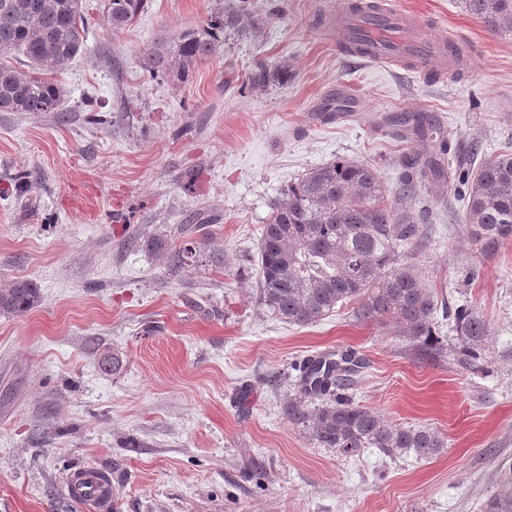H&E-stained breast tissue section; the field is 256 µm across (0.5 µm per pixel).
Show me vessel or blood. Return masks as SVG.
<instances>
[{
	"label": "vessel or blood",
	"mask_w": 512,
	"mask_h": 512,
	"mask_svg": "<svg viewBox=\"0 0 512 512\" xmlns=\"http://www.w3.org/2000/svg\"><path fill=\"white\" fill-rule=\"evenodd\" d=\"M332 22L339 46L357 48L358 59L396 63L432 80L448 74L441 61L446 34L432 32L398 0H345ZM65 490L70 497L100 503L111 497L112 480L105 472L90 470L70 478Z\"/></svg>",
	"instance_id": "vessel-or-blood-1"
}]
</instances>
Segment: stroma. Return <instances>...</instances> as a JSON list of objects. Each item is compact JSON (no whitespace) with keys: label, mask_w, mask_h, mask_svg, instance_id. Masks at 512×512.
Returning <instances> with one entry per match:
<instances>
[{"label":"stroma","mask_w":512,"mask_h":512,"mask_svg":"<svg viewBox=\"0 0 512 512\" xmlns=\"http://www.w3.org/2000/svg\"><path fill=\"white\" fill-rule=\"evenodd\" d=\"M83 2L64 111L0 112V282L40 291L0 314V512H95L65 492L79 468L111 474V512H481L512 470V240L478 251L465 200L422 185L428 239L402 259L488 323L467 367L442 316L432 352L353 302L284 322L256 257L273 202L313 167L371 164L392 194L405 148L450 172L512 153V36L459 0H402L468 52L437 82L340 50L338 0H250L261 32L228 35L183 84L148 78L139 53L201 28L216 0H147L119 31L103 0ZM283 65L287 82L251 86ZM397 112L432 116L440 139L405 140L385 122ZM28 170L37 181L20 184ZM134 236L191 239L200 260L169 271ZM345 349L366 363L349 396L436 431L438 457L344 454L289 418L320 404L299 392L304 361Z\"/></svg>","instance_id":"1"}]
</instances>
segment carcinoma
Returning a JSON list of instances; mask_svg holds the SVG:
<instances>
[{
	"label": "carcinoma",
	"instance_id": "cac0c4a2",
	"mask_svg": "<svg viewBox=\"0 0 512 512\" xmlns=\"http://www.w3.org/2000/svg\"><path fill=\"white\" fill-rule=\"evenodd\" d=\"M146 3L104 0L112 29L131 24ZM461 6L492 32L512 33V0H461ZM87 26L82 0H0V52H20L30 68L21 72L0 63V112L64 111L65 90L55 74L83 52ZM262 26L247 0H223L202 28L162 37L142 49L140 66L151 78L172 76L184 83L197 63L217 52L224 33L257 32ZM397 120L410 139L438 134L422 114H401ZM401 169L399 191L391 198L372 165L348 159L316 166L282 191L263 225L257 263L260 294L279 318L309 325L337 305L359 299L360 318L391 316L401 335L431 339L438 301L411 266L399 262L402 250L420 247L428 237L427 210H421L418 221L411 204L429 181L448 182L453 194L461 188L467 199L465 222L479 250L493 251L512 239V154L482 162L461 186L434 156L408 153ZM143 244L172 267L196 255L191 241L176 245L150 237ZM38 300L29 280L0 284L1 314L24 313ZM453 321L462 341L457 360L469 365L480 358L488 325L464 304L455 309ZM353 356L310 360L301 392L325 403L312 415L294 406L289 416L311 420L318 443L346 454L376 448L390 458L427 459L440 453L445 443L433 429L392 424L345 394L351 375L363 367ZM483 512H512V477L486 500Z\"/></svg>",
	"mask_w": 512,
	"mask_h": 512
}]
</instances>
